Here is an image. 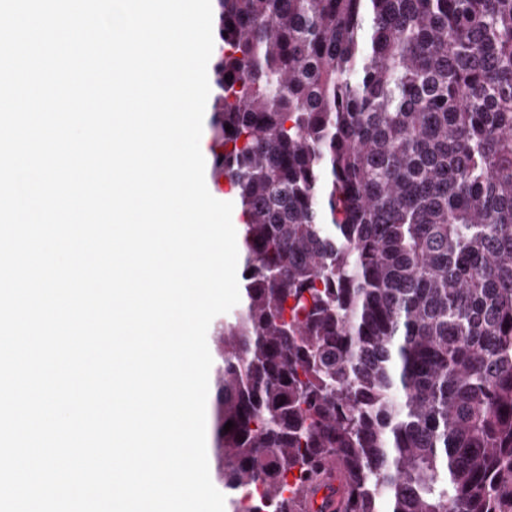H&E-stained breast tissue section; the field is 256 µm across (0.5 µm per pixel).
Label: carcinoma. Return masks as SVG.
I'll return each instance as SVG.
<instances>
[{
	"instance_id": "carcinoma-1",
	"label": "carcinoma",
	"mask_w": 512,
	"mask_h": 512,
	"mask_svg": "<svg viewBox=\"0 0 512 512\" xmlns=\"http://www.w3.org/2000/svg\"><path fill=\"white\" fill-rule=\"evenodd\" d=\"M214 2L230 512H512V0Z\"/></svg>"
}]
</instances>
